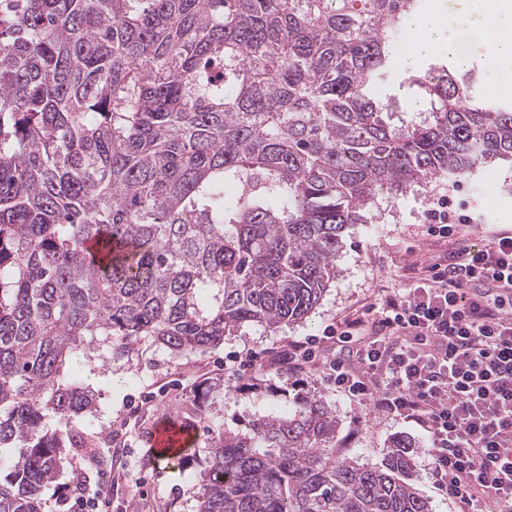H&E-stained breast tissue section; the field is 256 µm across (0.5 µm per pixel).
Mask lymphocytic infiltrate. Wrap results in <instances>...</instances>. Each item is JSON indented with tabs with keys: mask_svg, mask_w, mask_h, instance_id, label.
<instances>
[{
	"mask_svg": "<svg viewBox=\"0 0 512 512\" xmlns=\"http://www.w3.org/2000/svg\"><path fill=\"white\" fill-rule=\"evenodd\" d=\"M432 203V253L409 279L270 365L419 426L429 470L463 512H512V230L472 243L473 218L449 196ZM58 494L67 512H103L104 489L83 469Z\"/></svg>",
	"mask_w": 512,
	"mask_h": 512,
	"instance_id": "obj_1",
	"label": "lymphocytic infiltrate"
}]
</instances>
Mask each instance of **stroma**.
Segmentation results:
<instances>
[{"mask_svg":"<svg viewBox=\"0 0 512 512\" xmlns=\"http://www.w3.org/2000/svg\"><path fill=\"white\" fill-rule=\"evenodd\" d=\"M457 189L484 230L512 228V166L492 163L456 180L436 179L404 194H379L368 221L351 227L337 259L339 274L303 322L276 331L246 326L220 346L174 356L144 341L128 362L103 365L75 353L73 365L96 395L92 413L72 419L114 442L116 453L98 449L89 468L106 474L112 512H193L202 492L200 476L210 466L214 425L247 431L252 420L281 416L307 397L321 400L338 421L336 445L358 463H382L392 441H411L416 487L432 512H460L427 473L428 440L415 424L391 419L350 402L318 378L301 382L280 370L257 369L237 377L226 360L251 350L263 352L291 340L322 336L325 327L373 294L401 282L407 265L420 258L424 215L433 194ZM166 417L193 431L194 442L172 465L154 468L144 439Z\"/></svg>","mask_w":512,"mask_h":512,"instance_id":"1","label":"stroma"}]
</instances>
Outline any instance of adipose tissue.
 Wrapping results in <instances>:
<instances>
[{"mask_svg": "<svg viewBox=\"0 0 512 512\" xmlns=\"http://www.w3.org/2000/svg\"><path fill=\"white\" fill-rule=\"evenodd\" d=\"M453 22L461 25L460 37L454 43L446 36ZM411 27L405 66L416 67L421 57L442 50L453 53L459 62H467L470 43L480 40L491 52L486 69L488 85L495 90L502 85L500 65L512 62V0H435L432 12L412 21Z\"/></svg>", "mask_w": 512, "mask_h": 512, "instance_id": "1", "label": "adipose tissue"}]
</instances>
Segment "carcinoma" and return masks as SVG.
<instances>
[{
  "mask_svg": "<svg viewBox=\"0 0 512 512\" xmlns=\"http://www.w3.org/2000/svg\"><path fill=\"white\" fill-rule=\"evenodd\" d=\"M421 2L0 0V512L95 457L46 428L95 407L73 353L305 319L380 191L512 163V103L475 69L407 77L418 121L373 93ZM410 447L343 458L308 400L218 432L196 512H432Z\"/></svg>",
  "mask_w": 512,
  "mask_h": 512,
  "instance_id": "1",
  "label": "carcinoma"
}]
</instances>
